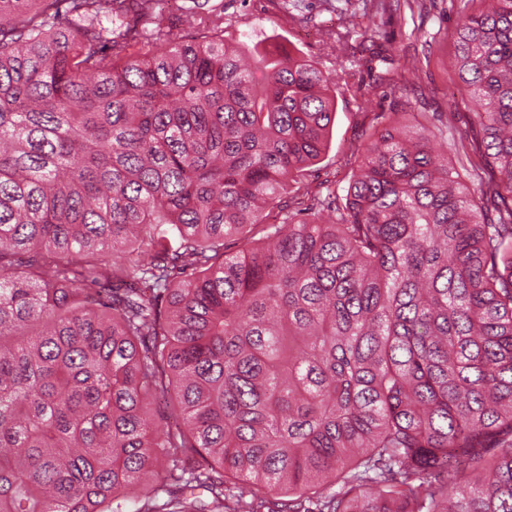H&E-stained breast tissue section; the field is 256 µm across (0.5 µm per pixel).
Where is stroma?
I'll return each mask as SVG.
<instances>
[{
    "mask_svg": "<svg viewBox=\"0 0 512 512\" xmlns=\"http://www.w3.org/2000/svg\"><path fill=\"white\" fill-rule=\"evenodd\" d=\"M309 3L303 20L284 10L280 0H223L227 41L248 47L280 41L350 85L337 98L331 140L309 179L311 192L347 187V155L402 112L439 132L450 166L486 214L494 215L490 171L472 150L479 128L469 94L454 75L458 5L402 0L399 10L368 17L327 11L322 0Z\"/></svg>",
    "mask_w": 512,
    "mask_h": 512,
    "instance_id": "obj_1",
    "label": "stroma"
}]
</instances>
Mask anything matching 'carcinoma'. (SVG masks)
I'll list each match as a JSON object with an SVG mask.
<instances>
[{
    "label": "carcinoma",
    "instance_id": "cac0c4a2",
    "mask_svg": "<svg viewBox=\"0 0 512 512\" xmlns=\"http://www.w3.org/2000/svg\"><path fill=\"white\" fill-rule=\"evenodd\" d=\"M157 2L0 0V512H512V0L493 219L420 123L310 196L331 73Z\"/></svg>",
    "mask_w": 512,
    "mask_h": 512
}]
</instances>
